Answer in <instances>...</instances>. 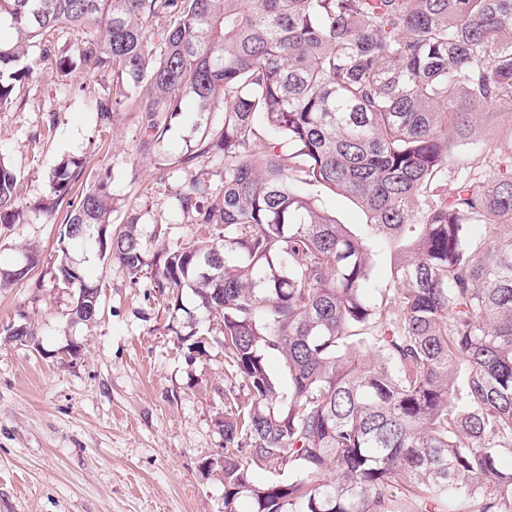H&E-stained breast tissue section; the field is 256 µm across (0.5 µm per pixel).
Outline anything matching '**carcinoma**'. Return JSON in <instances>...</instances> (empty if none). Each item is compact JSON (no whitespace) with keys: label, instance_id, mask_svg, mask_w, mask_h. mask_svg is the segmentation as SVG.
Wrapping results in <instances>:
<instances>
[{"label":"carcinoma","instance_id":"carcinoma-1","mask_svg":"<svg viewBox=\"0 0 512 512\" xmlns=\"http://www.w3.org/2000/svg\"><path fill=\"white\" fill-rule=\"evenodd\" d=\"M3 21L0 111L35 47L64 75L78 60L112 78L102 129L131 109L160 148L189 97L199 139L181 162L224 156L222 199L190 180L178 201L196 233L150 264L136 205L112 232L103 179L63 221L132 280L151 268L171 313L189 288L221 321L224 374L242 387L224 390L209 463L224 512H512L498 464L512 453V152L448 189L460 148L499 116L485 108L512 106V0H0ZM62 25L71 55L55 53ZM86 165L54 169L48 216ZM16 183L0 155V224L20 223ZM327 193L355 201L365 229L322 209ZM378 251L395 254L379 296ZM57 277L94 322L84 269L66 256Z\"/></svg>","mask_w":512,"mask_h":512}]
</instances>
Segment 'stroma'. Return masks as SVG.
I'll list each match as a JSON object with an SVG mask.
<instances>
[{
  "label": "stroma",
  "mask_w": 512,
  "mask_h": 512,
  "mask_svg": "<svg viewBox=\"0 0 512 512\" xmlns=\"http://www.w3.org/2000/svg\"><path fill=\"white\" fill-rule=\"evenodd\" d=\"M109 83L81 65L62 75L40 62L20 85L22 105L0 112V153L22 212L0 226V265L39 257L27 278L0 285V512H224V486L203 468L224 446L219 320L184 291L205 344L189 354L150 280L132 281L92 244L70 255L95 256L87 272L101 288V318L74 321L73 292L57 282L61 221L40 206L60 162L86 159L84 186L106 179L113 226L137 205L150 258L190 235L178 203L189 180L207 181L217 198L224 190L223 159L181 162L192 119L173 123L160 149L142 148L135 112H114L101 130L94 107ZM22 324L31 336L8 339L5 328Z\"/></svg>",
  "instance_id": "obj_1"
}]
</instances>
